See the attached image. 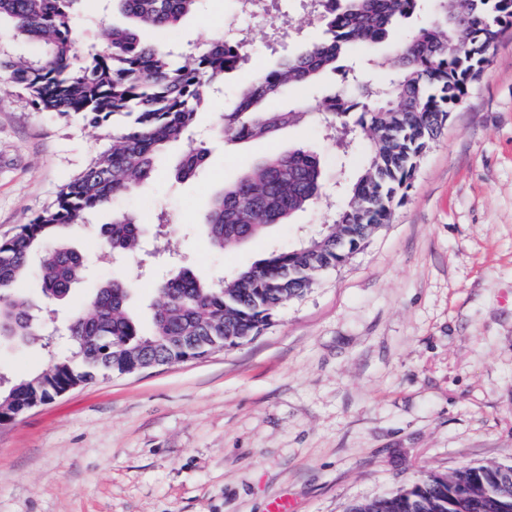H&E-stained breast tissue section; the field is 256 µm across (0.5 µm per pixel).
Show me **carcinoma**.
<instances>
[{
    "mask_svg": "<svg viewBox=\"0 0 512 512\" xmlns=\"http://www.w3.org/2000/svg\"><path fill=\"white\" fill-rule=\"evenodd\" d=\"M80 0H0V19L18 35L35 40V61L0 56V74L24 90L42 112L79 115L94 128L112 131L108 150L94 157L64 185L55 200L9 239L0 241V342L54 344L57 321L47 306L64 299L82 279L87 260L70 247L64 230L88 218L118 195L134 192L155 172L157 157L195 127L199 109L224 78L248 60L249 39L228 44L220 37L194 63L175 64L166 44L141 41V26L169 29L197 9L200 0H108L130 20L112 27L106 44L79 48ZM324 37L242 85L236 107L217 116L213 134L226 143L273 140L310 118L326 136L350 148L368 143L360 171L341 185L343 203L325 219L326 230L264 257L220 281L181 266L156 283L152 329L131 316L132 288L113 277L90 298L91 313L71 315L63 331L72 358L50 356L28 378L0 390L3 416L51 400L102 372L121 373L140 358H180L202 352L191 342L235 347L268 326L279 310L305 294L315 276L343 262L406 198L421 157L446 127L451 112L482 75L496 45L512 32V0H315ZM392 41L377 65L388 78L364 84L352 53L371 57ZM340 71L343 86L316 108L271 111L267 101L289 85H312L326 71ZM359 112L352 120L350 115ZM209 155L199 141L182 154L176 178L195 176ZM326 184L319 154L304 147L274 151L213 198L201 224L213 249L262 235L274 224L316 209ZM115 253L137 251L141 224L112 214L99 230ZM40 253L37 268L30 255ZM37 279L41 301L22 300L17 288ZM350 512H512V465L467 467L451 476L424 473L412 484L354 505Z\"/></svg>",
    "mask_w": 512,
    "mask_h": 512,
    "instance_id": "1",
    "label": "carcinoma"
}]
</instances>
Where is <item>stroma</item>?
Wrapping results in <instances>:
<instances>
[{
	"instance_id": "obj_1",
	"label": "stroma",
	"mask_w": 512,
	"mask_h": 512,
	"mask_svg": "<svg viewBox=\"0 0 512 512\" xmlns=\"http://www.w3.org/2000/svg\"><path fill=\"white\" fill-rule=\"evenodd\" d=\"M236 0H202L178 26L145 29L143 42L178 49V64L224 31ZM297 30L254 49L202 107L190 139H206L204 167L173 177V145L157 175L75 230L88 272L59 312L86 309L93 288L135 269L98 245L113 210L134 215L178 245L183 265L220 280L276 244L319 230L344 174L365 145L340 154L313 123L275 142L224 144L216 113L238 90L322 36L302 0H277ZM76 116L32 108L0 78V239L52 203L65 183L109 147ZM320 153L327 194L318 209L262 237L214 251L199 224L212 197L273 149ZM40 346L0 347V373L27 377L48 359ZM512 464V35L442 135L421 158L406 201L340 266L321 272L258 336L205 358L112 374L70 389L0 426V512H268L285 495L293 512H349L423 472L449 476Z\"/></svg>"
}]
</instances>
